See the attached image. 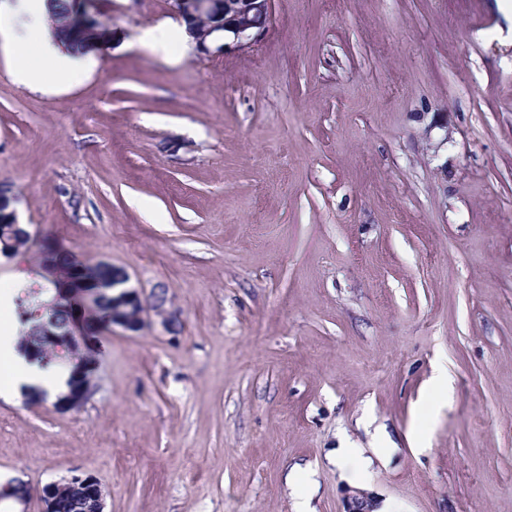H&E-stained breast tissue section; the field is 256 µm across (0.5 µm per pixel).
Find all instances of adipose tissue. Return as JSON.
Returning a JSON list of instances; mask_svg holds the SVG:
<instances>
[{"label": "adipose tissue", "mask_w": 512, "mask_h": 512, "mask_svg": "<svg viewBox=\"0 0 512 512\" xmlns=\"http://www.w3.org/2000/svg\"><path fill=\"white\" fill-rule=\"evenodd\" d=\"M47 17L46 0H0V48L7 52L24 49L26 57L15 74L29 87L42 85L50 76L61 83L77 81L94 64L89 54L67 51L54 37ZM17 340V325L1 320L0 364L7 373L0 378V397L43 391L53 399L67 393L69 372L29 362L18 352Z\"/></svg>", "instance_id": "1"}]
</instances>
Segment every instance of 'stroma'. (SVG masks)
<instances>
[{
  "mask_svg": "<svg viewBox=\"0 0 512 512\" xmlns=\"http://www.w3.org/2000/svg\"><path fill=\"white\" fill-rule=\"evenodd\" d=\"M79 81L0 54V191L122 268L170 327L106 332L82 409L0 398V479L79 470L105 512H512V10L271 0L208 60L145 46L171 0H101ZM448 376L447 397L431 384ZM341 448L372 456L351 482Z\"/></svg>",
  "mask_w": 512,
  "mask_h": 512,
  "instance_id": "stroma-1",
  "label": "stroma"
}]
</instances>
